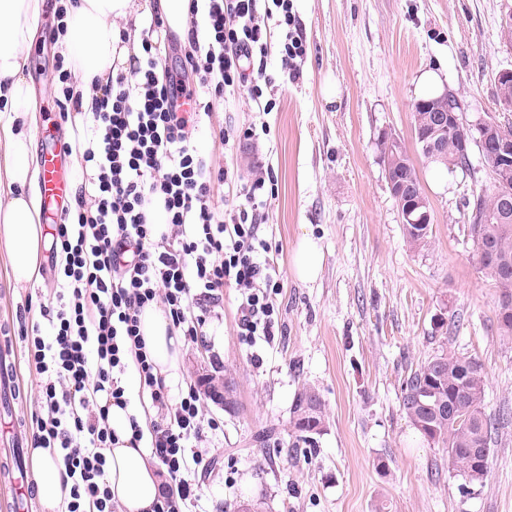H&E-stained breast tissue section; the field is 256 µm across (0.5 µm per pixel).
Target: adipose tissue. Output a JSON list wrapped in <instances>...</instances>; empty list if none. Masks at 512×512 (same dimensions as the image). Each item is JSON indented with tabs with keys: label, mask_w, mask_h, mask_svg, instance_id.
<instances>
[{
	"label": "adipose tissue",
	"mask_w": 512,
	"mask_h": 512,
	"mask_svg": "<svg viewBox=\"0 0 512 512\" xmlns=\"http://www.w3.org/2000/svg\"><path fill=\"white\" fill-rule=\"evenodd\" d=\"M66 27L54 47L79 78L81 112L91 110L100 87L109 85L140 43V23L155 13L180 37L190 32L189 0H68ZM44 0H0V150L5 153L8 193L0 195V250L17 287L32 283L42 248L41 212L30 187L37 164L31 150L36 108L25 75ZM145 351L170 397L184 384V338L164 310L149 305L140 315ZM128 410L110 406L108 422L118 440L107 451L105 480L119 512H155L164 492L157 462L132 443ZM36 498L43 512H63L70 488L44 449L31 451Z\"/></svg>",
	"instance_id": "ef3b65f1"
}]
</instances>
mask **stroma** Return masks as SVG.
Here are the masks:
<instances>
[{
	"label": "stroma",
	"instance_id": "obj_1",
	"mask_svg": "<svg viewBox=\"0 0 512 512\" xmlns=\"http://www.w3.org/2000/svg\"><path fill=\"white\" fill-rule=\"evenodd\" d=\"M57 0H46L27 61L37 128L60 119L52 82L58 56L51 31ZM307 44L296 78L270 50L265 91L274 107L259 115L247 97L214 100L191 129V143L212 167L241 175L268 171L275 196L262 213L267 262L280 273L272 296L277 329L255 344L241 336L238 291L211 303L197 343L184 345V381L230 377L237 406L205 401L220 422L201 448L199 497L189 512H236L263 499L264 512H512V424L495 439L483 485L463 494L448 456L410 423L402 384L435 354L454 351L483 364L485 410L512 407V337L496 321V290L484 277L469 234L464 197L488 168L472 154L473 175L420 165L412 108L422 74L439 71L441 90L462 104L463 119L511 122L495 76L512 69L502 25L512 0H294ZM72 151L85 125L60 119ZM266 123L268 131L223 147L219 131ZM397 136L419 164L429 201L427 246L407 243L385 175L381 140ZM322 262L299 280L291 259L303 237ZM57 274L40 262L39 277L15 287L0 252V349L13 362L0 407L18 425L40 410L38 375L25 363L22 329L46 327L39 306L53 300ZM311 386L325 404L312 444L290 424L295 393Z\"/></svg>",
	"mask_w": 512,
	"mask_h": 512
}]
</instances>
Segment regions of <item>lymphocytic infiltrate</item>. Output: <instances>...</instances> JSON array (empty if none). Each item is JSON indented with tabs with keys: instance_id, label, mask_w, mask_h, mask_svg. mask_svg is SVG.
Wrapping results in <instances>:
<instances>
[{
	"instance_id": "lymphocytic-infiltrate-1",
	"label": "lymphocytic infiltrate",
	"mask_w": 512,
	"mask_h": 512,
	"mask_svg": "<svg viewBox=\"0 0 512 512\" xmlns=\"http://www.w3.org/2000/svg\"><path fill=\"white\" fill-rule=\"evenodd\" d=\"M190 11L201 17L205 36L189 38L179 73L162 68L155 39L164 22L156 17L132 69L117 74L95 99V137L83 151L90 174L79 189L90 204L65 211L52 227L50 251L61 288L55 304L41 308L49 334L33 328L25 356L40 377L34 445L70 481L67 512H114L105 451L116 435L107 424L108 408L86 389L127 407L121 379L131 366L143 398L162 418L149 431L131 420L132 439L147 441L177 488L156 512H185L197 497L191 473L203 462L198 444L205 430L219 425L206 420L196 385L173 403L155 378L139 329L145 306H161L194 342L208 303L230 285L239 292L244 341L275 334L268 296L273 269L259 259L271 246L256 231L258 211L267 204L266 178L258 173L245 180L233 169L208 166L190 135L197 115L210 112L214 99L263 97L271 27L283 33L279 52L289 77H296L306 43L293 0H190ZM186 71L194 84L185 83ZM217 183L238 201L225 214L213 202ZM156 201L168 224L158 235L148 219Z\"/></svg>"
}]
</instances>
